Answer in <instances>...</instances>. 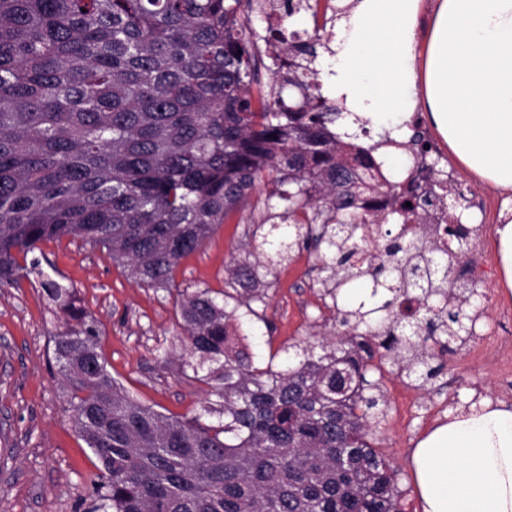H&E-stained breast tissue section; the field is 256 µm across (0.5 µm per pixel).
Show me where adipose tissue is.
<instances>
[{"label":"adipose tissue","mask_w":512,"mask_h":512,"mask_svg":"<svg viewBox=\"0 0 512 512\" xmlns=\"http://www.w3.org/2000/svg\"><path fill=\"white\" fill-rule=\"evenodd\" d=\"M337 0L323 91L402 139L425 110L457 160L512 187V0ZM423 512H512V410L485 407L434 428L413 453Z\"/></svg>","instance_id":"ef3b65f1"}]
</instances>
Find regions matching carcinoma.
Instances as JSON below:
<instances>
[{"mask_svg":"<svg viewBox=\"0 0 512 512\" xmlns=\"http://www.w3.org/2000/svg\"><path fill=\"white\" fill-rule=\"evenodd\" d=\"M282 7L311 18L313 34L285 27L265 0H0V288L43 276L28 255L72 238L170 290L181 259L252 207L257 184L282 209L260 214L262 245L223 300L177 292L185 367L218 398L202 415L131 398L75 289L42 280L66 322L55 351L71 420L100 462L87 512H404L398 470L370 442L384 412L368 359L375 346L402 371L436 376L428 341L445 349L471 334L477 295L448 288L439 256L468 242L387 232L367 248L366 225L423 224L430 200L410 185L392 209L360 217V198L383 188L376 146L331 130L343 108L326 105L315 66L338 8ZM264 57L275 65L265 84ZM304 251L344 333L320 356L304 348L257 367L240 329L265 320L266 277ZM409 295L417 305L403 314Z\"/></svg>","mask_w":512,"mask_h":512,"instance_id":"cac0c4a2","label":"carcinoma"}]
</instances>
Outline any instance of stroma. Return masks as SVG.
I'll list each match as a JSON object with an SVG mask.
<instances>
[{
	"label": "stroma",
	"mask_w": 512,
	"mask_h": 512,
	"mask_svg": "<svg viewBox=\"0 0 512 512\" xmlns=\"http://www.w3.org/2000/svg\"><path fill=\"white\" fill-rule=\"evenodd\" d=\"M430 160L480 196L512 200V189L495 188L465 171L448 145H441ZM251 227L247 216L221 225L200 250L181 260L174 273L177 287L171 291L138 284L108 255L78 240L42 244L36 256L47 275L76 288L96 322L113 378L139 402L183 417L200 412L211 395L207 385L183 373L177 291L204 286L224 290L234 261L245 255V233ZM312 265L305 254L269 275L265 318L253 321L247 331L257 366L282 364L290 347L310 343L319 328L335 330V314L312 284ZM476 288L474 304L483 315L485 333L457 351L436 354L444 374L428 381L406 377L379 358L371 360L381 368L385 396L374 445L399 470L409 512H422L412 470L418 442L460 407L499 399L512 403V383L502 380L493 361L499 350L500 308L512 307V288L500 275ZM64 324L37 278L0 288V512H82L89 497L87 476L98 460L70 419L54 342Z\"/></svg>",
	"instance_id": "obj_1"
}]
</instances>
